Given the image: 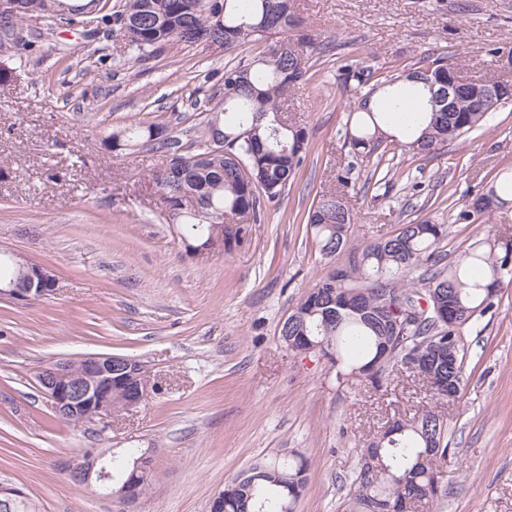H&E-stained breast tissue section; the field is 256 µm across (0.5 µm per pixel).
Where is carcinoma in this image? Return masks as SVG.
<instances>
[{"label":"carcinoma","instance_id":"obj_1","mask_svg":"<svg viewBox=\"0 0 512 512\" xmlns=\"http://www.w3.org/2000/svg\"><path fill=\"white\" fill-rule=\"evenodd\" d=\"M19 9L0 14V51L13 48L25 22L46 14L51 0H18ZM296 0H74L66 15H49L73 29L118 27L138 61L152 58L172 43L187 47L214 43L221 51L265 43L258 54L224 64V108L200 112L193 141H183L165 122L117 126L101 142L108 152L133 150L147 143L165 165L153 174L163 203L184 193L196 196L198 212H184L191 227L190 250L205 245L226 220L257 223L261 204L285 195L308 152L309 132L285 114L297 85L313 78L299 52L308 47L324 58L327 44L309 34L293 35L301 25ZM274 36L276 40L268 41ZM288 40V55H277V42ZM344 90L356 98L358 117L345 130L347 162L336 170L337 189L313 202L307 224L320 253H348L347 263L322 276L284 320L280 336H307L334 361L336 381L355 387L364 382L386 392L405 361L431 363L434 376L447 383L431 388V399L460 397L466 358V332L477 326L512 283V248L499 255L496 243L476 242L448 264L442 263L446 229L429 218L411 220L381 241L350 244L353 215L345 193L354 170L371 157L382 177L365 186L388 189L403 171L386 157L390 141L401 156L416 162L444 146L463 143L489 127L500 109L512 104V80L465 82L455 53L425 55L413 71L394 65L382 73L360 58L340 67ZM456 87L448 91V82ZM512 204V172L495 176L467 200L457 224H485ZM388 286L407 300L432 288L445 314L434 312L400 330L397 340L383 339L393 314L379 301L377 288ZM139 448L113 452L101 465L112 468V490L131 481L139 497L152 492L151 462L135 470ZM448 460V423L427 409L399 422L398 433L384 431L357 451L347 512H372L405 498L439 502L447 492L439 468ZM254 480L224 485V512H295L306 487L305 461L287 454L251 465Z\"/></svg>","mask_w":512,"mask_h":512}]
</instances>
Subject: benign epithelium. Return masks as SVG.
Instances as JSON below:
<instances>
[{"mask_svg":"<svg viewBox=\"0 0 512 512\" xmlns=\"http://www.w3.org/2000/svg\"><path fill=\"white\" fill-rule=\"evenodd\" d=\"M21 276L11 282L0 283V298L14 302H27L45 297L53 292L51 273L42 266L11 255ZM38 386L47 405L59 419H71L80 412L82 419L91 422L104 421L113 415L112 388L120 385L125 389L124 410L139 406L153 391V382L148 369L139 361L123 356L96 354L84 357V365L74 370L57 364L37 377ZM101 457L89 450L87 463L71 465L69 471L78 486H96L107 498L120 497L126 504L134 505L139 497L130 487L118 493L112 492L111 475L98 467Z\"/></svg>","mask_w":512,"mask_h":512,"instance_id":"7a95c632","label":"benign epithelium"}]
</instances>
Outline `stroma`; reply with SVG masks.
Returning a JSON list of instances; mask_svg holds the SVG:
<instances>
[{
    "label": "stroma",
    "instance_id": "1",
    "mask_svg": "<svg viewBox=\"0 0 512 512\" xmlns=\"http://www.w3.org/2000/svg\"><path fill=\"white\" fill-rule=\"evenodd\" d=\"M308 33L331 42L332 71L299 86L289 110L310 134L285 198L263 204L240 240L186 252L187 228L170 223L151 176L150 147L105 152L101 139L132 121H168L193 138L190 97L219 91L223 52L174 42L134 60L122 36L86 35L43 19L0 55V247L56 276L52 296L0 300V482L21 486L39 512H209L212 495L253 462L304 458L296 512H345L354 450L392 418L417 416L423 388L396 393L337 388L336 369L298 354L280 327L305 292L346 254H320L303 214L333 189L348 152L354 103L338 79L343 55L361 48L374 68L452 51L474 81L512 79V0H297ZM499 48L491 56L489 48ZM512 170V105L490 130L439 150L388 195L349 190L355 237L372 242L424 216L447 225L448 259L480 239L512 242V208L487 224H455V206ZM438 196L423 206L413 183ZM468 333L462 397L441 411L451 446L444 512H512V286ZM88 354L146 363L159 385L141 405L106 422H65L48 408L36 375ZM88 448H146L154 489L135 507L75 486L68 462Z\"/></svg>",
    "mask_w": 512,
    "mask_h": 512
}]
</instances>
